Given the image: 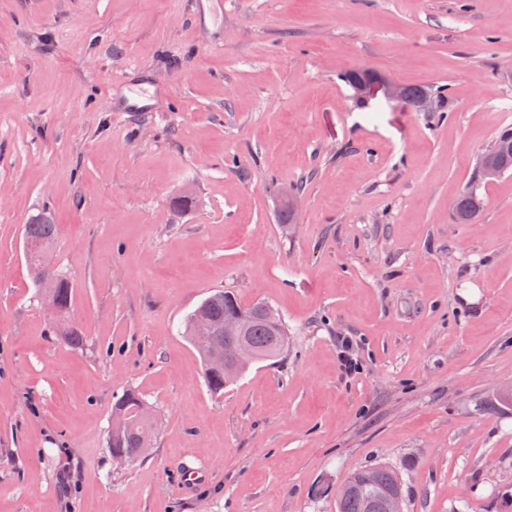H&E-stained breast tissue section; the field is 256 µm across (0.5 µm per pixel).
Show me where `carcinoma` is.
<instances>
[{
  "instance_id": "obj_1",
  "label": "carcinoma",
  "mask_w": 512,
  "mask_h": 512,
  "mask_svg": "<svg viewBox=\"0 0 512 512\" xmlns=\"http://www.w3.org/2000/svg\"><path fill=\"white\" fill-rule=\"evenodd\" d=\"M481 170H475L470 186L455 201L452 209L457 224H473L485 207ZM58 228L52 213L41 209L32 215L24 227V244L30 247L27 254L32 281L36 287H44L53 293L60 307L57 331L62 339L73 347L83 345L84 336L70 327L65 320L69 308L71 285L68 277L57 270L41 267L39 251L53 248L57 241ZM204 316L221 325L231 317L241 318L246 323L245 342L251 347L254 362L278 361L288 344V327L279 313L269 304L242 303L231 291L217 290L207 296L185 319V335L200 355L204 365L207 387L213 394H220L233 383L224 367L209 362L206 351L193 331L195 320ZM142 404L139 394L127 391L113 408V425L109 448L115 459L135 460L141 449L147 447L152 433V422L136 414ZM349 491L336 499V512H367L372 494L403 495V486L398 474L391 467L377 464L369 468L355 469L346 481Z\"/></svg>"
}]
</instances>
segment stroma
<instances>
[{"instance_id":"35a3bbf8","label":"stroma","mask_w":512,"mask_h":512,"mask_svg":"<svg viewBox=\"0 0 512 512\" xmlns=\"http://www.w3.org/2000/svg\"><path fill=\"white\" fill-rule=\"evenodd\" d=\"M134 64L161 112L111 111ZM358 67L448 105L359 102ZM507 125L512 0H0V512H336L379 462L404 512H512V173L451 219ZM44 206L80 349L28 272ZM222 289L288 349L217 395L181 323ZM130 389L154 432L119 463ZM336 358L342 372L348 376L359 373L360 362L353 347V338L340 336L336 339Z\"/></svg>"}]
</instances>
